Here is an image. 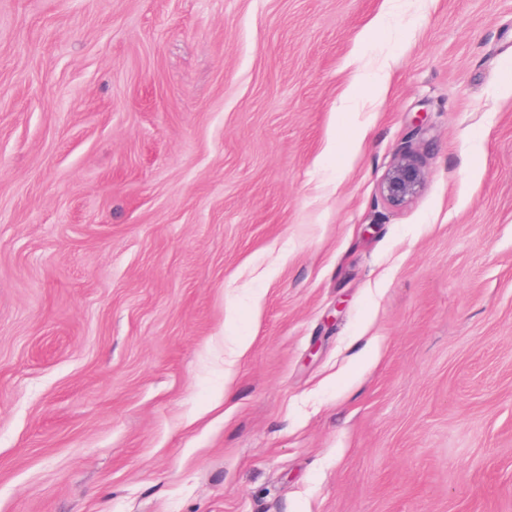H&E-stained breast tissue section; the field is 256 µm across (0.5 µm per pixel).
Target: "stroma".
Listing matches in <instances>:
<instances>
[{"label": "stroma", "instance_id": "stroma-1", "mask_svg": "<svg viewBox=\"0 0 512 512\" xmlns=\"http://www.w3.org/2000/svg\"><path fill=\"white\" fill-rule=\"evenodd\" d=\"M511 72L512 0H0V512H512ZM426 173L410 146L389 168L379 184L381 197L392 207H401L416 198L424 189Z\"/></svg>", "mask_w": 512, "mask_h": 512}]
</instances>
